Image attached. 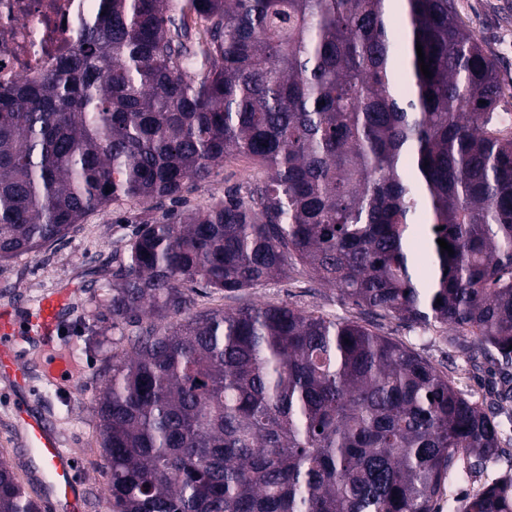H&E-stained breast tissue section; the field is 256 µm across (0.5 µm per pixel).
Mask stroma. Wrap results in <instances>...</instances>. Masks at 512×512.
Returning a JSON list of instances; mask_svg holds the SVG:
<instances>
[{
    "label": "stroma",
    "mask_w": 512,
    "mask_h": 512,
    "mask_svg": "<svg viewBox=\"0 0 512 512\" xmlns=\"http://www.w3.org/2000/svg\"><path fill=\"white\" fill-rule=\"evenodd\" d=\"M460 22L478 34L495 60L502 82L499 112L512 114V10L503 0H455ZM261 167L245 160L214 168L210 178L187 195L190 206H204L225 187L262 178ZM139 209L133 205L111 206L88 216L64 238L47 244L39 253L22 254L0 261V305L21 311L36 307L44 294L75 286L71 304L62 315V328L53 343H23L19 357L32 373L36 395L30 408L47 418L62 446L78 461L86 512H110L104 491L108 464L99 446L100 422L96 400L112 373V355L127 348L135 334L132 326L116 327L108 312L116 253L137 232ZM248 301L266 304L287 302L329 314L366 319L374 330L403 343L439 370L453 377L458 387L475 400L490 403L500 384L492 364L474 368L472 362L437 339L435 332L410 326L393 316L362 315L360 309L343 303L337 291L317 282L274 280L246 292ZM69 356L72 373L63 380L51 377L60 356ZM12 403L0 392V458L11 466L32 495L46 498L43 466L21 444Z\"/></svg>",
    "instance_id": "obj_1"
}]
</instances>
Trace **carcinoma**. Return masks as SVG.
Here are the masks:
<instances>
[{"label":"carcinoma","instance_id":"carcinoma-1","mask_svg":"<svg viewBox=\"0 0 512 512\" xmlns=\"http://www.w3.org/2000/svg\"><path fill=\"white\" fill-rule=\"evenodd\" d=\"M501 89L455 0H104L72 57L0 91V261L145 213L108 300L140 329L95 407L112 512H440L452 473L512 457L493 407L370 325L184 290L304 276L498 362L511 401ZM240 157L265 177L165 208ZM0 512H41L2 460ZM462 512H512V477ZM186 294L192 301L191 311H199L219 307H236L240 300L224 299V293L214 292L211 288H205L200 283H188L186 285Z\"/></svg>","mask_w":512,"mask_h":512}]
</instances>
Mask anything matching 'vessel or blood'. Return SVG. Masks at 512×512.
<instances>
[{"label": "vessel or blood", "instance_id": "1", "mask_svg": "<svg viewBox=\"0 0 512 512\" xmlns=\"http://www.w3.org/2000/svg\"><path fill=\"white\" fill-rule=\"evenodd\" d=\"M74 293L71 286L57 289L42 298L25 319L13 307L0 308V379L8 381L18 395L14 416L23 431L24 445L42 462L50 501L63 512H83L78 467L74 457L61 448L56 431L30 410L26 397L31 393V376L18 359L17 345L26 336L52 341L58 333L61 312Z\"/></svg>", "mask_w": 512, "mask_h": 512}]
</instances>
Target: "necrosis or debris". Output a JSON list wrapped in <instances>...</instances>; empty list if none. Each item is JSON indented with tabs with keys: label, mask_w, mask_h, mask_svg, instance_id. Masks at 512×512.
Masks as SVG:
<instances>
[{
	"label": "necrosis or debris",
	"mask_w": 512,
	"mask_h": 512,
	"mask_svg": "<svg viewBox=\"0 0 512 512\" xmlns=\"http://www.w3.org/2000/svg\"><path fill=\"white\" fill-rule=\"evenodd\" d=\"M98 0H0V89L36 82L72 55Z\"/></svg>",
	"instance_id": "4bbe7bcc"
}]
</instances>
